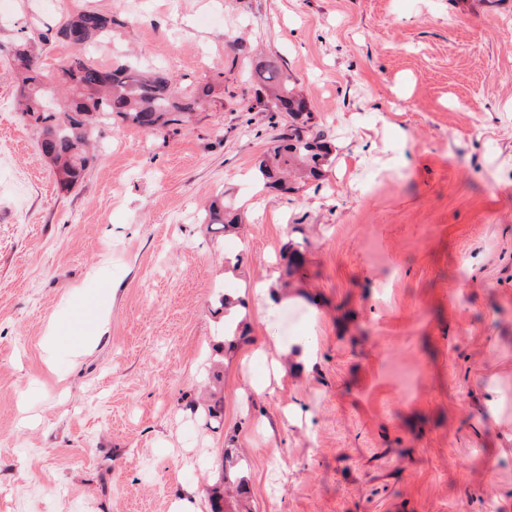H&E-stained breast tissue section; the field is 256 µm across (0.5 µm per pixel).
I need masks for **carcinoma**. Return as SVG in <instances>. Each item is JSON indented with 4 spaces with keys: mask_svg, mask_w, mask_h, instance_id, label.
<instances>
[{
    "mask_svg": "<svg viewBox=\"0 0 512 512\" xmlns=\"http://www.w3.org/2000/svg\"><path fill=\"white\" fill-rule=\"evenodd\" d=\"M113 25L112 16L95 9L68 19L57 35L68 42L70 33L78 31L84 55L68 60L54 76L39 65L36 42L19 43L13 51L20 65L23 114L40 129V151L64 188H72L84 176L96 118L114 116L127 125L157 132L184 124L198 102L212 95V88L204 87L185 96L162 74L125 62L109 66L96 62L89 49L110 38ZM250 78L266 93L271 126L283 119L288 124V132L276 136L258 160L257 182L290 193L298 190L286 178L290 173L305 183L320 180L331 149L304 99L289 88L291 76L269 58L255 64ZM206 223L221 224L230 231L241 219L231 206L220 202L208 209Z\"/></svg>",
    "mask_w": 512,
    "mask_h": 512,
    "instance_id": "obj_1",
    "label": "carcinoma"
}]
</instances>
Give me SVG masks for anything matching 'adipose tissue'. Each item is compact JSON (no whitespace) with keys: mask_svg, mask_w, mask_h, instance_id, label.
Listing matches in <instances>:
<instances>
[{"mask_svg":"<svg viewBox=\"0 0 512 512\" xmlns=\"http://www.w3.org/2000/svg\"><path fill=\"white\" fill-rule=\"evenodd\" d=\"M109 326L107 313L98 310L86 298H65L58 316L52 319L44 334L47 357H55L66 350L72 358L89 354L106 333Z\"/></svg>","mask_w":512,"mask_h":512,"instance_id":"1","label":"adipose tissue"}]
</instances>
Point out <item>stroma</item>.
Segmentation results:
<instances>
[{
	"label": "stroma",
	"instance_id": "obj_1",
	"mask_svg": "<svg viewBox=\"0 0 512 512\" xmlns=\"http://www.w3.org/2000/svg\"><path fill=\"white\" fill-rule=\"evenodd\" d=\"M85 7L120 22L96 61L214 93L176 132L100 125L65 189L11 50L39 38L56 72ZM261 56L332 145L291 194L253 178L276 134ZM219 194L237 233L204 221ZM263 281L278 317L248 304L217 350L220 295ZM77 288L111 327L47 369ZM291 336L314 346L307 373L274 348ZM181 492L202 512H512V0H0V512H169Z\"/></svg>",
	"mask_w": 512,
	"mask_h": 512
}]
</instances>
